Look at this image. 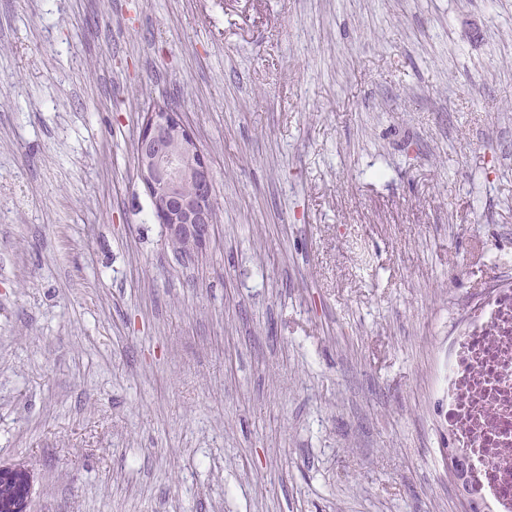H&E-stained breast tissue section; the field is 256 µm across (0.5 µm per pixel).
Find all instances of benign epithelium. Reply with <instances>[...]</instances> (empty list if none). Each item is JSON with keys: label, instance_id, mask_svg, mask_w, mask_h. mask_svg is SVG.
<instances>
[{"label": "benign epithelium", "instance_id": "7a95c632", "mask_svg": "<svg viewBox=\"0 0 512 512\" xmlns=\"http://www.w3.org/2000/svg\"><path fill=\"white\" fill-rule=\"evenodd\" d=\"M135 155L137 175L166 239L188 240L197 251L205 250L215 228L211 169L176 107L163 102L145 113Z\"/></svg>", "mask_w": 512, "mask_h": 512}]
</instances>
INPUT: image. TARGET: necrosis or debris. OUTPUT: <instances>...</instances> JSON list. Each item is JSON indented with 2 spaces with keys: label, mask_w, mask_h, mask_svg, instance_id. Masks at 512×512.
Returning a JSON list of instances; mask_svg holds the SVG:
<instances>
[{
  "label": "necrosis or debris",
  "mask_w": 512,
  "mask_h": 512,
  "mask_svg": "<svg viewBox=\"0 0 512 512\" xmlns=\"http://www.w3.org/2000/svg\"><path fill=\"white\" fill-rule=\"evenodd\" d=\"M441 404L481 512H512V280L489 288L449 338Z\"/></svg>",
  "instance_id": "1"
}]
</instances>
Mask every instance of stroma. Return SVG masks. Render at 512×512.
<instances>
[{"label":"stroma","instance_id":"obj_1","mask_svg":"<svg viewBox=\"0 0 512 512\" xmlns=\"http://www.w3.org/2000/svg\"><path fill=\"white\" fill-rule=\"evenodd\" d=\"M177 96L217 228L136 173ZM512 277V0H0V465L27 512H462L448 329Z\"/></svg>","mask_w":512,"mask_h":512}]
</instances>
